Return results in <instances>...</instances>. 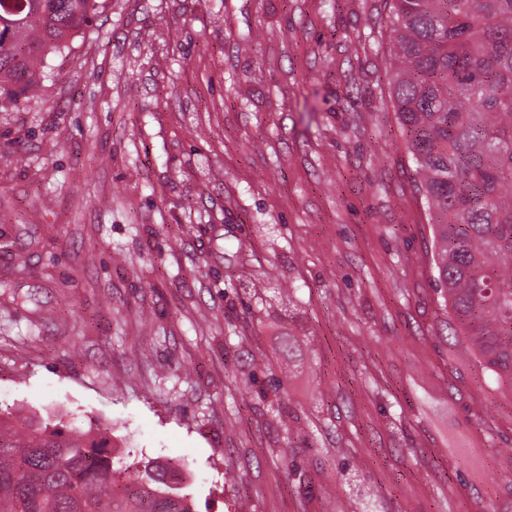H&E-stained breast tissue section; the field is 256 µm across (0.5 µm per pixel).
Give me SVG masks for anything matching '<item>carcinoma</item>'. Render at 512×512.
Listing matches in <instances>:
<instances>
[{"mask_svg": "<svg viewBox=\"0 0 512 512\" xmlns=\"http://www.w3.org/2000/svg\"><path fill=\"white\" fill-rule=\"evenodd\" d=\"M100 0H0V111ZM388 97L433 216L449 335L512 390V0H392ZM110 427L0 409V512H195L175 464H114Z\"/></svg>", "mask_w": 512, "mask_h": 512, "instance_id": "1", "label": "carcinoma"}]
</instances>
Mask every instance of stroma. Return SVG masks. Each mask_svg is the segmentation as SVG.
Wrapping results in <instances>:
<instances>
[{
	"label": "stroma",
	"mask_w": 512,
	"mask_h": 512,
	"mask_svg": "<svg viewBox=\"0 0 512 512\" xmlns=\"http://www.w3.org/2000/svg\"><path fill=\"white\" fill-rule=\"evenodd\" d=\"M391 0H104L0 112V404L111 424L197 512H512L448 334Z\"/></svg>",
	"instance_id": "35a3bbf8"
}]
</instances>
